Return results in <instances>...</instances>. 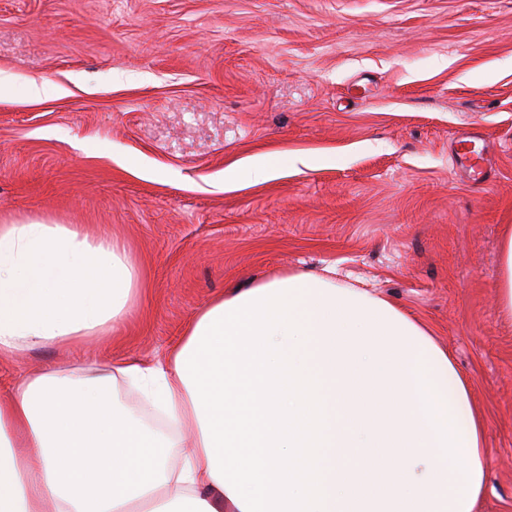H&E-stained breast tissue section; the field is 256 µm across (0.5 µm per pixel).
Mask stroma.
<instances>
[{
  "instance_id": "stroma-1",
  "label": "stroma",
  "mask_w": 512,
  "mask_h": 512,
  "mask_svg": "<svg viewBox=\"0 0 512 512\" xmlns=\"http://www.w3.org/2000/svg\"><path fill=\"white\" fill-rule=\"evenodd\" d=\"M0 77V221L120 240L143 281L116 331L1 359V394L158 358L225 289L315 274L433 328L486 420L478 512H512V0H0ZM259 158L273 177L228 180ZM456 155L460 160L466 163V167L469 170L471 179L474 184L481 185L488 178V159L484 150L481 148L479 151L474 150V146L463 148L456 151ZM501 279L499 284V305L502 313L512 317V227L504 233L500 254Z\"/></svg>"
}]
</instances>
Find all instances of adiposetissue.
Segmentation results:
<instances>
[{
  "instance_id": "adipose-tissue-1",
  "label": "adipose tissue",
  "mask_w": 512,
  "mask_h": 512,
  "mask_svg": "<svg viewBox=\"0 0 512 512\" xmlns=\"http://www.w3.org/2000/svg\"><path fill=\"white\" fill-rule=\"evenodd\" d=\"M140 288L123 243L0 224V358L116 328ZM471 400L394 302L277 277L213 298L162 359L60 365L0 395V512H475ZM300 448L307 480L288 471Z\"/></svg>"
}]
</instances>
